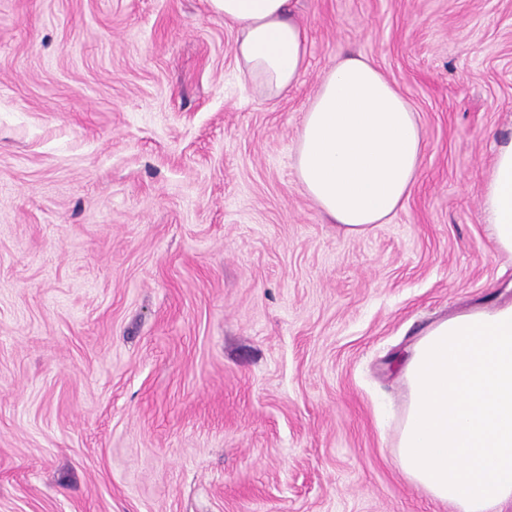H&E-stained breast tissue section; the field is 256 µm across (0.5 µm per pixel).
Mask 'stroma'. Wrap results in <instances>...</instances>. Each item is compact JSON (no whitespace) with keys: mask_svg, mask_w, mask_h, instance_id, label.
Segmentation results:
<instances>
[{"mask_svg":"<svg viewBox=\"0 0 512 512\" xmlns=\"http://www.w3.org/2000/svg\"><path fill=\"white\" fill-rule=\"evenodd\" d=\"M293 4L308 68L268 100L210 0H0V512H452L395 463L396 360L512 300V0ZM345 52L425 142L363 236L294 165ZM483 205L496 249L512 254V139L497 148L483 190Z\"/></svg>","mask_w":512,"mask_h":512,"instance_id":"1","label":"stroma"}]
</instances>
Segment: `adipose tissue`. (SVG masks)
<instances>
[{
    "label": "adipose tissue",
    "instance_id": "obj_1",
    "mask_svg": "<svg viewBox=\"0 0 512 512\" xmlns=\"http://www.w3.org/2000/svg\"><path fill=\"white\" fill-rule=\"evenodd\" d=\"M235 26L240 71L277 98L307 69L308 38L292 0H211ZM424 137L409 101L367 57L347 53L323 75L303 116L298 182L352 236L386 223L419 176ZM498 251L512 254V139L483 190ZM409 390L395 461L455 512L512 507V303L433 324L399 358Z\"/></svg>",
    "mask_w": 512,
    "mask_h": 512
}]
</instances>
